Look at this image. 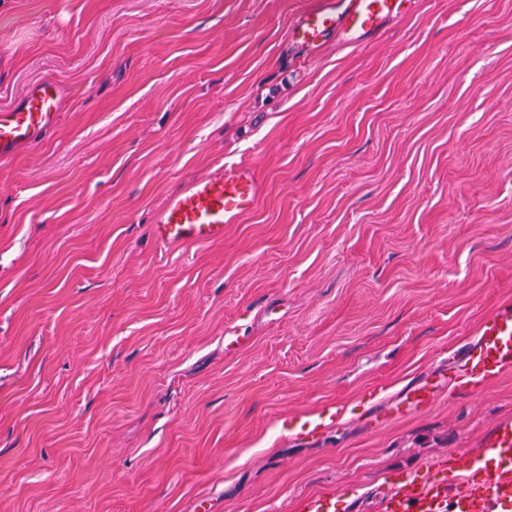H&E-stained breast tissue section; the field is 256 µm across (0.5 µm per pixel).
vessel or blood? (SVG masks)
Listing matches in <instances>:
<instances>
[{"label":"vessel or blood","mask_w":512,"mask_h":512,"mask_svg":"<svg viewBox=\"0 0 512 512\" xmlns=\"http://www.w3.org/2000/svg\"><path fill=\"white\" fill-rule=\"evenodd\" d=\"M403 0H324L289 26L292 40L316 46L340 35L358 47L384 21L401 14ZM62 110L58 83L43 79L16 104L0 108V160L14 158L52 128ZM263 185L246 163L220 164L189 184L160 210L154 226L156 241L166 247L223 240L228 225L239 223L257 204ZM512 368V296L499 299L476 325L470 339L452 350L434 377L412 379L391 396L393 405L428 409L437 389L478 394ZM339 420L335 407L312 416L284 420L291 437H312ZM381 512H512V420L499 423L478 452L438 472L416 476L394 474L385 481Z\"/></svg>","instance_id":"b4317fda"}]
</instances>
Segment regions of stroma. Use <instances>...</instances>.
Masks as SVG:
<instances>
[{
  "label": "stroma",
  "instance_id": "35a3bbf8",
  "mask_svg": "<svg viewBox=\"0 0 512 512\" xmlns=\"http://www.w3.org/2000/svg\"><path fill=\"white\" fill-rule=\"evenodd\" d=\"M319 0H0V512H378L512 419V372L400 420H283L429 372L512 295V0H407L297 47ZM264 180L222 241L158 211L220 161ZM62 110L58 83L43 79L16 104L0 108V160L14 158L52 128ZM342 419L336 415L335 406L323 407L313 416H292L284 420L283 426L288 437H313L323 433Z\"/></svg>",
  "mask_w": 512,
  "mask_h": 512
}]
</instances>
